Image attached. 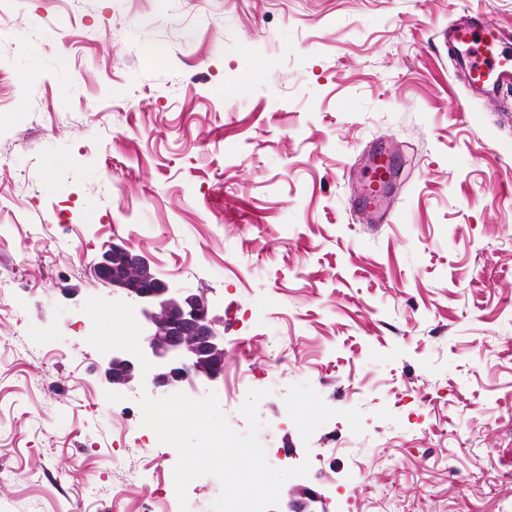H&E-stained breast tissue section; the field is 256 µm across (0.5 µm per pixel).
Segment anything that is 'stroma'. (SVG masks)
<instances>
[{"label": "stroma", "instance_id": "1", "mask_svg": "<svg viewBox=\"0 0 512 512\" xmlns=\"http://www.w3.org/2000/svg\"><path fill=\"white\" fill-rule=\"evenodd\" d=\"M512 0H5L0 512H180L174 448L103 391L106 244L204 295L229 424L315 512H512V94L445 35ZM397 158L385 221L358 205Z\"/></svg>", "mask_w": 512, "mask_h": 512}]
</instances>
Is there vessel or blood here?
<instances>
[{"label": "vessel or blood", "mask_w": 512, "mask_h": 512, "mask_svg": "<svg viewBox=\"0 0 512 512\" xmlns=\"http://www.w3.org/2000/svg\"><path fill=\"white\" fill-rule=\"evenodd\" d=\"M451 38L465 48L463 62L472 88L495 91L512 85V50L503 47L494 28L477 31L459 26L452 30Z\"/></svg>", "instance_id": "vessel-or-blood-1"}]
</instances>
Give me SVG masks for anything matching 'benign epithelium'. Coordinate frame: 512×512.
Instances as JSON below:
<instances>
[{
  "label": "benign epithelium",
  "instance_id": "1",
  "mask_svg": "<svg viewBox=\"0 0 512 512\" xmlns=\"http://www.w3.org/2000/svg\"><path fill=\"white\" fill-rule=\"evenodd\" d=\"M94 275L136 302L144 317V341L137 351L112 348L101 355L107 393L135 379L155 391L174 393L196 377L214 381L224 375V340L204 296L175 291L151 274L146 257L125 245L106 248Z\"/></svg>",
  "mask_w": 512,
  "mask_h": 512
}]
</instances>
